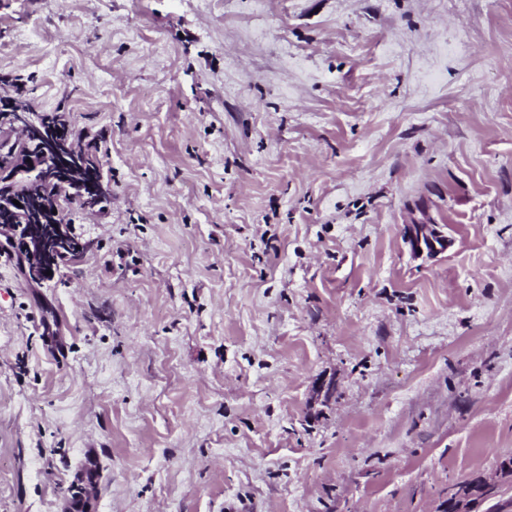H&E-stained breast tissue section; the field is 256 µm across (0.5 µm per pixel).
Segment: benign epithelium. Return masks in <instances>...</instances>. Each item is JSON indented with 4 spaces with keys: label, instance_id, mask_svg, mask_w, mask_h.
Returning a JSON list of instances; mask_svg holds the SVG:
<instances>
[{
    "label": "benign epithelium",
    "instance_id": "1",
    "mask_svg": "<svg viewBox=\"0 0 512 512\" xmlns=\"http://www.w3.org/2000/svg\"><path fill=\"white\" fill-rule=\"evenodd\" d=\"M4 118L9 122L11 135L16 141L37 145V155L30 158L21 155L15 161L14 176L27 181L29 189L15 197L17 203L0 206L7 214L6 218H0V237L7 242H16L15 232L20 225L12 223V219L29 212L31 202L42 194L41 185L45 182H59L62 192L82 202L84 211H94L98 196L107 192V186L101 181L97 187H92L85 163L86 151L63 129L62 120L48 124L40 113L21 99L11 101L4 110ZM40 213L41 223L26 228L22 243L28 274L39 280L46 277V272L54 270L55 253L68 246V238L71 237L68 227L61 221L59 199L43 202ZM417 228L416 233L408 232L413 247L419 252H439V244L445 243V237L435 225L419 224ZM508 477H512V460L505 458L485 484L492 488L499 480Z\"/></svg>",
    "mask_w": 512,
    "mask_h": 512
}]
</instances>
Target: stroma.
<instances>
[{
	"mask_svg": "<svg viewBox=\"0 0 512 512\" xmlns=\"http://www.w3.org/2000/svg\"><path fill=\"white\" fill-rule=\"evenodd\" d=\"M0 77L112 184L0 262V512H443L512 455V0H0ZM56 210V214H53ZM61 202L55 198L51 203L43 202L40 207L42 224L27 226L22 253L27 262L30 277L42 280L47 271L54 270V255L63 247L68 246V238L72 237L68 227L61 221ZM418 228V236L414 231L408 229V239L418 252L434 254L440 251L445 245V237L436 229L433 224H412ZM437 240L441 244H437ZM443 244V245H442ZM440 246V247H439Z\"/></svg>",
	"mask_w": 512,
	"mask_h": 512,
	"instance_id": "stroma-1",
	"label": "stroma"
}]
</instances>
